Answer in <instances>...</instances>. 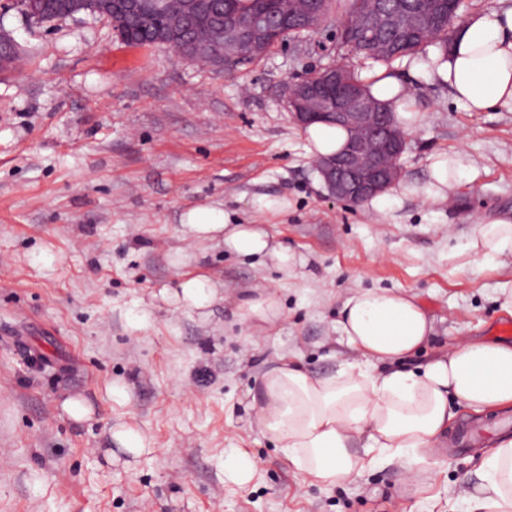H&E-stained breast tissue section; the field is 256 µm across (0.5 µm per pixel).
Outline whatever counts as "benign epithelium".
I'll return each mask as SVG.
<instances>
[{"label":"benign epithelium","instance_id":"1","mask_svg":"<svg viewBox=\"0 0 512 512\" xmlns=\"http://www.w3.org/2000/svg\"><path fill=\"white\" fill-rule=\"evenodd\" d=\"M114 0H74L73 10L110 17ZM365 23L374 27L393 24V14L383 11L381 0H373ZM270 30L261 19L234 29L231 42L234 58L260 53ZM18 48L9 34H0V68L7 67ZM346 65L319 69L290 87L288 105L301 126L324 121L345 127L349 139L339 153L316 161V169L329 195L336 200L361 203L388 190L401 177L399 161L407 139L396 136L386 123L387 104L376 102L358 88L344 87Z\"/></svg>","mask_w":512,"mask_h":512}]
</instances>
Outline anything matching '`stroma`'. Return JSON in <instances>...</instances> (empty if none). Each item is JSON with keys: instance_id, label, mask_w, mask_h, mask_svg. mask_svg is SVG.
Segmentation results:
<instances>
[{"instance_id": "obj_1", "label": "stroma", "mask_w": 512, "mask_h": 512, "mask_svg": "<svg viewBox=\"0 0 512 512\" xmlns=\"http://www.w3.org/2000/svg\"><path fill=\"white\" fill-rule=\"evenodd\" d=\"M340 22L331 14L229 75L167 46L126 45L91 15L0 12L21 53L0 72V512H465L487 442L457 435L484 417L459 412L412 487L393 463L332 489L303 482L251 424L255 379L278 358L318 375L352 358L337 319L354 291L418 296L435 333L414 366L459 336L500 341L498 322L512 318L496 300L512 254L462 253L478 224L512 219V112L465 111L429 75L398 69L421 117L400 181L378 208L332 198L287 87L332 63L372 74L342 46ZM457 150L466 176L446 201L426 200L431 157ZM262 195L286 209L258 211ZM197 206L267 225L305 266L286 277L180 238ZM192 272L222 284L203 315L162 296ZM267 285L284 319L254 335L241 303ZM74 395L91 420L62 412ZM121 424L152 443L128 468L104 458ZM240 456L256 469L245 489L224 472Z\"/></svg>"}]
</instances>
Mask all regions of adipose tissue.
Segmentation results:
<instances>
[{
    "instance_id": "obj_1",
    "label": "adipose tissue",
    "mask_w": 512,
    "mask_h": 512,
    "mask_svg": "<svg viewBox=\"0 0 512 512\" xmlns=\"http://www.w3.org/2000/svg\"><path fill=\"white\" fill-rule=\"evenodd\" d=\"M453 100L469 112H512V5L472 13L457 30L448 58L436 69ZM372 95L396 104L403 130L416 127L409 95L394 75L369 79ZM467 169L463 152L435 155L423 195L441 201ZM181 232L283 273L304 258L275 240L262 224H229L223 211L199 206L184 214ZM467 250L491 259L512 253V220L481 223ZM218 285L204 276L182 275L169 295L178 308L212 306ZM341 339L358 353L334 373L315 376L292 360L264 370L251 400L253 422L288 456L304 482L327 488L351 482L383 461L402 467L404 482H418V463L441 445L458 409L482 414L512 408V346L456 338L447 351L414 369L405 358L422 350L434 326L416 296L385 288L358 290L343 300ZM241 318L257 332L283 318L274 289L259 288L242 305ZM479 481L466 497L468 512H512V436L491 442Z\"/></svg>"
}]
</instances>
